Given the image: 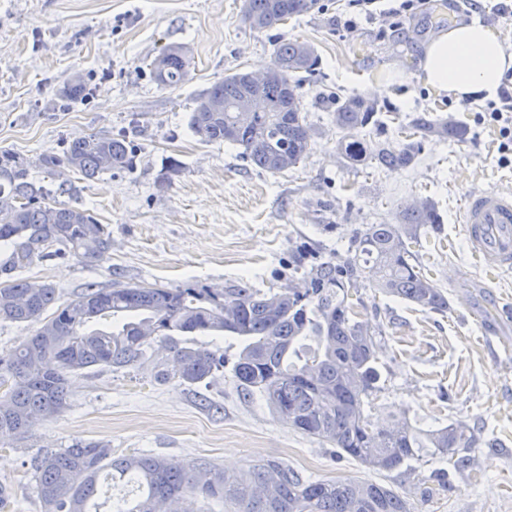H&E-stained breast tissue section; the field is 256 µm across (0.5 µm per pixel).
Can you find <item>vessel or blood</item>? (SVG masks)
I'll list each match as a JSON object with an SVG mask.
<instances>
[{"mask_svg":"<svg viewBox=\"0 0 512 512\" xmlns=\"http://www.w3.org/2000/svg\"><path fill=\"white\" fill-rule=\"evenodd\" d=\"M462 224L480 267L490 274L512 270V192L472 191L463 205Z\"/></svg>","mask_w":512,"mask_h":512,"instance_id":"vessel-or-blood-1","label":"vessel or blood"}]
</instances>
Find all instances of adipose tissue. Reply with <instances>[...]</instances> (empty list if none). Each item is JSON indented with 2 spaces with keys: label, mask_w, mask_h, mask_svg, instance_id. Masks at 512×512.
<instances>
[{
  "label": "adipose tissue",
  "mask_w": 512,
  "mask_h": 512,
  "mask_svg": "<svg viewBox=\"0 0 512 512\" xmlns=\"http://www.w3.org/2000/svg\"><path fill=\"white\" fill-rule=\"evenodd\" d=\"M420 67L423 84L436 94L487 99L497 95L506 73L512 71V52L495 29L462 22L424 46Z\"/></svg>",
  "instance_id": "adipose-tissue-1"
}]
</instances>
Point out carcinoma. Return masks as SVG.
Returning <instances> with one entry per match:
<instances>
[{
  "instance_id": "1",
  "label": "carcinoma",
  "mask_w": 512,
  "mask_h": 512,
  "mask_svg": "<svg viewBox=\"0 0 512 512\" xmlns=\"http://www.w3.org/2000/svg\"><path fill=\"white\" fill-rule=\"evenodd\" d=\"M320 11V0H243L240 19L265 32ZM161 57L163 65L154 61L150 69L157 84L177 87L189 79L185 46L171 45ZM318 62L308 41L276 42L275 68L265 69L271 76L258 80L237 71L214 82L197 96L190 129L204 142L240 147L251 164L272 175L296 167L313 140L298 73L314 71ZM89 90V80L76 72L66 98L81 100ZM250 100L265 101L268 111L244 125L238 108ZM375 115L376 106L360 96L337 102V151L347 164L406 168L423 140L459 135L448 121L421 115L405 127L409 142L388 150L363 134ZM134 165L132 145L105 134L39 158L50 175L63 167L85 179ZM30 167L26 158L0 151V277L11 280L0 288V319L38 324L26 344L0 355V387H7L0 396V444L62 412L73 377L102 367L134 370L156 342L167 354L155 363V380L200 384L224 371V355L197 337L227 333L242 343L230 369L238 387L249 396L260 394L274 417L293 430L379 473L410 472L411 463L428 458L458 469L470 465L484 438L462 418L426 430L405 417L375 425L366 414L380 390L382 329L358 319L359 290L372 288L437 314L450 308L448 292L424 272L412 250L422 235L441 227L432 202L402 210L395 224L366 225L350 250L307 271L296 287L262 289L247 279L226 288L90 284L63 300L52 284L16 273L36 259L67 254L90 262L112 247V232L83 207L77 187L38 185L29 180ZM62 194L70 202L58 201ZM31 468L43 512H93L89 503L105 469L112 479L138 487L134 497L120 499L117 512H194L198 496L223 500L225 512H411L409 502L383 484L306 479L276 459L228 475L203 459L114 457L104 442L80 441L36 456Z\"/></svg>"
}]
</instances>
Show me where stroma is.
<instances>
[{
	"label": "stroma",
	"mask_w": 512,
	"mask_h": 512,
	"mask_svg": "<svg viewBox=\"0 0 512 512\" xmlns=\"http://www.w3.org/2000/svg\"><path fill=\"white\" fill-rule=\"evenodd\" d=\"M323 9L258 33L240 21L243 0H0V150L36 165L91 134L125 133L136 150L133 169L77 180L86 208L112 231V247L90 263L35 261L25 278L52 283L62 299L87 285L128 283L169 288L189 281L224 286L247 277L259 288L288 284V265L323 261L350 245L368 224H392L420 199L434 203L439 234L415 251L425 272L448 291L450 309L434 314L364 288L363 317L383 330L378 353L381 391L370 415L381 422L405 413L421 428L458 418L485 439L471 466L435 465L407 477L376 474L335 448L276 420L265 401L244 394L231 376L201 392L159 382L153 344L134 371L94 369L74 377L67 408L0 446V482L12 484L11 512H42L29 463L78 441H105L113 455L204 458L228 472L276 457L312 479H365L395 489L412 512H512V271L488 275L463 235L460 207L470 191H512V163H503L497 127L483 123L486 103L462 106L421 81L422 47L449 26L478 21L496 29L512 51V0H414L406 15L370 11L350 0H321ZM312 43L319 64L300 76L313 129L311 152L293 169L271 175L239 148L201 142L188 126L199 93L235 71H256L279 38ZM187 47L191 78L158 85L149 65L169 45ZM90 76L89 100L67 109L57 99L73 73ZM388 86L387 94L376 91ZM375 102L378 122L368 139L397 150L414 116L462 126L463 139L424 142L407 168L385 172L349 166L336 150L333 97ZM454 392L446 400V392ZM208 398L213 409L201 406Z\"/></svg>",
	"instance_id": "35a3bbf8"
}]
</instances>
